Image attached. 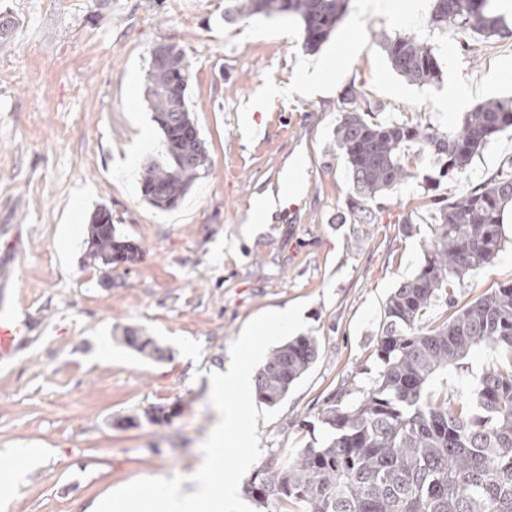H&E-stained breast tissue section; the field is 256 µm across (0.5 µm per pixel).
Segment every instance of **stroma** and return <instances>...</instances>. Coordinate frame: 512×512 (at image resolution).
<instances>
[{
    "label": "stroma",
    "instance_id": "stroma-1",
    "mask_svg": "<svg viewBox=\"0 0 512 512\" xmlns=\"http://www.w3.org/2000/svg\"><path fill=\"white\" fill-rule=\"evenodd\" d=\"M227 0H0L13 16L0 45V265L14 278L6 294L29 317L33 343L0 371V471L13 451L41 455L0 512H92L113 488L141 478L192 477L218 422L208 376L223 369L247 323L304 303L306 334L321 355L258 422L259 464L296 456L325 439L319 415L341 387H364L388 296L413 275L431 235L436 196L484 183L512 162V130L462 173L440 177L410 152L418 176L380 199L371 224L347 215L348 171L330 150L346 87L376 104L378 123L437 125L431 104L412 105L373 86L371 53L389 33L367 15L368 47L329 96L276 98L255 112L247 141L237 111L265 81L288 88L302 28L290 17L226 21ZM461 75L478 84L512 55V38L471 36ZM162 43L192 64L191 115L208 169L182 201L161 211L141 193L143 166L161 134L146 95L150 55ZM272 198L269 221L247 232L253 201ZM140 244L138 262L107 270L84 260L87 229L100 206ZM411 232H404V224ZM498 257L469 286V302L512 280V215ZM136 326L166 350L146 358L122 340ZM497 356L482 345L432 389L468 391ZM169 408L168 420L145 410ZM135 418L132 427L126 418Z\"/></svg>",
    "mask_w": 512,
    "mask_h": 512
}]
</instances>
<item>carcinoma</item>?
Instances as JSON below:
<instances>
[{
    "label": "carcinoma",
    "instance_id": "carcinoma-1",
    "mask_svg": "<svg viewBox=\"0 0 512 512\" xmlns=\"http://www.w3.org/2000/svg\"><path fill=\"white\" fill-rule=\"evenodd\" d=\"M237 16L288 15L300 21L303 45L315 51L328 40L348 0H232ZM431 24L487 38L512 37L503 18L487 12L489 0H433ZM391 69L416 84L440 76L434 47L409 33L381 38ZM191 63L179 52L171 66L150 60L148 101L162 133L164 160L142 172V194L166 210L183 198L206 170L201 137L185 138L192 125L187 105ZM333 130L332 153L349 173V210L355 223L372 224L376 198L417 177L404 148L417 144L434 158L439 174L465 170L493 140L512 128V98L488 100L468 112L452 132L409 121L368 119L376 107L357 88L346 89ZM435 224L417 272L400 279L384 310L377 341L378 369L359 396L343 387L321 412L327 440L297 456L269 460L248 493L274 509L298 512H512V281L457 307L451 286H464L503 247V216L512 207V163L491 179L435 199ZM139 247L118 233L112 212L100 207L89 225L86 258L108 267L132 263ZM452 313L431 330L420 326L437 301ZM124 341L160 360L164 350L138 329ZM498 352L469 393L429 389L437 374L460 368L477 346ZM314 336L277 346L256 375L257 399L275 405L318 360Z\"/></svg>",
    "mask_w": 512,
    "mask_h": 512
}]
</instances>
